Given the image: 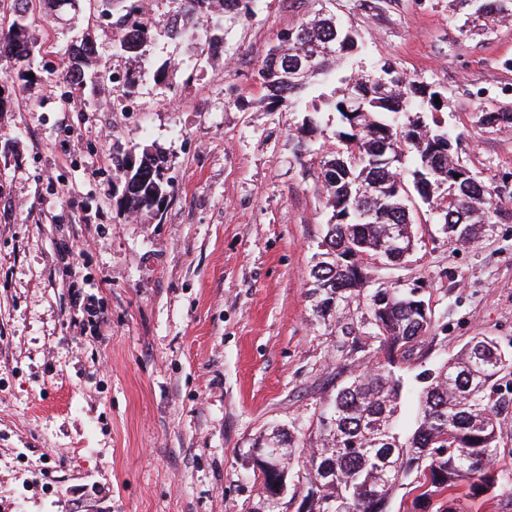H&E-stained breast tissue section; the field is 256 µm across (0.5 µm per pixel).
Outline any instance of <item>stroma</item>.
<instances>
[{
  "mask_svg": "<svg viewBox=\"0 0 512 512\" xmlns=\"http://www.w3.org/2000/svg\"><path fill=\"white\" fill-rule=\"evenodd\" d=\"M317 0H254L222 28L224 50L162 28L171 0L145 9L157 28L148 67L112 53V26L87 6L63 18L31 0L36 45L20 81L0 57V512H267L250 452L266 428L308 427L347 363L334 320L313 313L311 269L330 213L319 161L336 115H320L296 158L299 112L267 111L257 68ZM356 29L347 66L391 64L431 85L455 154L488 183L512 185V22L461 34L448 0H328ZM97 48L83 86L57 75L71 29ZM164 79H157V69ZM139 72L140 111L112 109V75ZM152 146L173 192L161 210L120 213L116 147ZM415 247L399 265L369 262L378 286L422 283L433 327L418 373L486 334L512 350V220L467 249L412 198ZM75 240L67 260L59 243ZM99 314L71 328L73 291Z\"/></svg>",
  "mask_w": 512,
  "mask_h": 512,
  "instance_id": "1",
  "label": "stroma"
}]
</instances>
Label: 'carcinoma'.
Instances as JSON below:
<instances>
[{"label":"carcinoma","mask_w":512,"mask_h":512,"mask_svg":"<svg viewBox=\"0 0 512 512\" xmlns=\"http://www.w3.org/2000/svg\"><path fill=\"white\" fill-rule=\"evenodd\" d=\"M112 13V48L139 60L147 55L154 29L143 18L142 0H101ZM253 0H176L166 33L173 40L196 43L198 57L223 42L225 20L242 22L252 15ZM471 7L460 28L476 21L512 19V0H460ZM30 0H13V19L0 32V56L19 66L18 79L34 53L25 24ZM358 49L357 35L334 14L317 10L296 28L280 35L278 45L257 70L269 111L301 108L308 112L297 140V157L310 152L307 135L318 129L319 114L339 117L336 147L321 160V179L331 215L322 240L327 259L314 265L315 312L336 317V324L352 337L349 353L362 350L354 323L342 322L353 306L364 307L361 322L377 343L375 367L358 372L343 368L345 378L324 403L316 424V447H307L302 428L272 431L258 444L279 448L288 476L297 479L306 512H389L394 489L412 471L420 472L418 498L440 497L456 504L458 483L466 481L473 494L511 482L499 467L501 416L512 398L497 394L499 382L512 377V352L484 334L472 337L455 357L425 369L417 378L414 426L405 431L399 419L406 383L396 374L402 362L432 327V321L413 309L416 299L400 288L365 286L364 260L404 262L402 254L414 245V220L407 202L417 193L438 212L455 243L477 241L500 219H512L503 208L512 189L479 179L454 160L452 132L431 128L424 112H439L441 93L401 75L390 65L370 73L352 72L336 78V61ZM95 55L92 41L76 36L61 62L64 79L83 84L85 68ZM339 80L342 87L327 97L306 101L324 83ZM361 92L352 106L350 86ZM481 122L512 128V112H485ZM414 153L408 175L402 173L403 146ZM113 165L122 172L124 186L118 210L132 215L161 207L171 197L165 159L148 147L116 152Z\"/></svg>","instance_id":"obj_1"}]
</instances>
